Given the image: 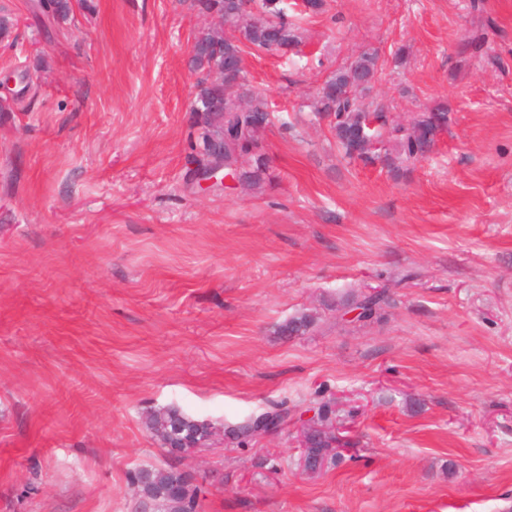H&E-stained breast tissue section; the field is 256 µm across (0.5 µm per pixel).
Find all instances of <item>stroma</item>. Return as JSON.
Instances as JSON below:
<instances>
[{
    "label": "stroma",
    "mask_w": 512,
    "mask_h": 512,
    "mask_svg": "<svg viewBox=\"0 0 512 512\" xmlns=\"http://www.w3.org/2000/svg\"><path fill=\"white\" fill-rule=\"evenodd\" d=\"M326 2L298 51L245 53L278 117L249 192L189 174L191 0H0V512H130L171 405L215 431L180 461L200 512H512V0ZM367 49L393 119L449 109L405 171L302 112ZM347 289L390 303L341 317ZM323 405L345 450L309 476ZM276 408L278 434L225 440ZM315 429H319L325 432H331L336 436V427L320 425L318 422V417L316 413L310 417L307 421H304L299 429V433L297 436L298 447L301 448V453L299 457L300 467L309 474H316L317 471H313L310 469V455L312 448V433ZM336 440V444L339 443L340 439L336 436V438L332 436L323 435L317 442L316 447L312 448V451L315 456L326 459L327 463L335 462L341 454L336 451L335 454L330 455V448H333L332 442ZM335 444V446H336ZM335 448H338L337 446Z\"/></svg>",
    "instance_id": "stroma-1"
}]
</instances>
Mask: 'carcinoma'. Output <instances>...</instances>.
<instances>
[{"instance_id": "cac0c4a2", "label": "carcinoma", "mask_w": 512, "mask_h": 512, "mask_svg": "<svg viewBox=\"0 0 512 512\" xmlns=\"http://www.w3.org/2000/svg\"><path fill=\"white\" fill-rule=\"evenodd\" d=\"M256 13H241L232 0H192L191 6L210 25L195 43L206 51L191 57L199 75L190 112L199 128L198 142L190 145L191 161L199 166L208 162L209 150L216 144L224 156L245 164L243 186L254 189L263 182L268 168L264 134L273 124L268 103L245 83L244 48H254L284 56L300 45L295 25L288 20L283 0H254ZM82 0H44L42 7L58 22L68 20ZM380 56L365 50L338 66L316 89L313 112L330 119L336 145L350 160L370 162L380 156L397 170L419 160L431 151L438 135L448 129V106L437 103L416 113L408 125L390 120L389 105L382 99L366 104L362 97L382 74ZM389 305L386 292L360 295L354 290L336 300V310L364 309L363 319H371ZM321 318L309 314L293 317L279 328L282 336H297L318 325ZM197 430L194 444L209 445L208 425L204 420L184 415ZM335 438L324 435L313 448L315 456L330 463L340 453H330ZM152 492L158 494L174 477L171 467L152 469Z\"/></svg>"}]
</instances>
